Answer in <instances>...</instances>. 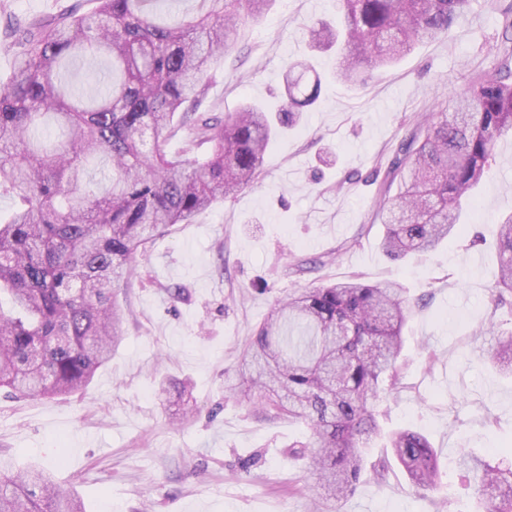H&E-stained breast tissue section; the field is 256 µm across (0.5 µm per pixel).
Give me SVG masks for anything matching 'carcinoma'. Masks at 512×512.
Wrapping results in <instances>:
<instances>
[{
  "label": "carcinoma",
  "mask_w": 512,
  "mask_h": 512,
  "mask_svg": "<svg viewBox=\"0 0 512 512\" xmlns=\"http://www.w3.org/2000/svg\"><path fill=\"white\" fill-rule=\"evenodd\" d=\"M157 0H95L89 12L16 23L7 30L15 65L0 83V196L18 201L0 217V389L18 397L83 390L122 338L119 288L156 235L252 186L280 126L319 98L313 65L292 63L278 117L247 104L211 118L198 113L214 61L234 42L242 16L272 0H200L207 10L169 21ZM337 27L306 28L316 49L336 48V77L359 87L417 44L450 35L471 0H339ZM104 59L100 87L72 80L77 58ZM451 108L404 139L379 192L382 250L394 261L432 252L457 235L495 160L512 136V19L490 66L466 75ZM183 146L168 151L169 139ZM400 178L399 193L389 191ZM497 274L489 323L512 311V214L496 231ZM404 288L352 274L278 301L251 336L227 393L267 418L304 423L295 453L325 491L351 495L364 447L377 429L375 404L398 390L395 371L407 319ZM488 359L512 375V331ZM388 447L422 491L439 484L427 439L392 433ZM459 462L482 512H512V468L489 467L461 449ZM0 512H84L82 502L38 467L0 469Z\"/></svg>",
  "instance_id": "carcinoma-1"
}]
</instances>
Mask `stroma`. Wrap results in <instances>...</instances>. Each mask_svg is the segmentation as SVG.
Returning a JSON list of instances; mask_svg holds the SVG:
<instances>
[{"label":"stroma","instance_id":"35a3bbf8","mask_svg":"<svg viewBox=\"0 0 512 512\" xmlns=\"http://www.w3.org/2000/svg\"><path fill=\"white\" fill-rule=\"evenodd\" d=\"M512 0H473L449 37L418 44L395 66L353 88L334 79L335 50L311 49L305 27L336 22V0H273L244 18L233 47L210 71L202 109L283 106L290 61L312 59L317 104L273 140L257 182L154 238L118 295L126 333L85 395L14 399L0 390V461L40 464L85 512H311L320 490L289 445L305 424L264 420L224 385L253 330L288 293L359 273L399 282L412 305L403 329L400 388L376 405L380 433L366 464L389 458V434L425 435L438 454L440 488L417 492L391 464L383 482L362 478L324 512H477L456 461L468 449L512 464V376L484 363L492 342L494 231L512 212V136L501 139L461 233L403 261L380 248L376 171L404 136L470 70L487 66ZM92 9L91 0H0V76L13 68L5 36L15 22ZM266 292H257V285ZM187 382L162 397L159 382Z\"/></svg>","mask_w":512,"mask_h":512}]
</instances>
